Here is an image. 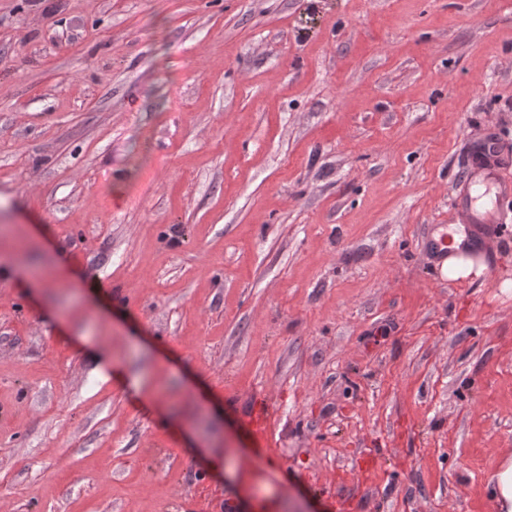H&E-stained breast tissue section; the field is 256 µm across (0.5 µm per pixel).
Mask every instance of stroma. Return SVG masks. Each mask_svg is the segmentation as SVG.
<instances>
[{"label":"stroma","mask_w":512,"mask_h":512,"mask_svg":"<svg viewBox=\"0 0 512 512\" xmlns=\"http://www.w3.org/2000/svg\"><path fill=\"white\" fill-rule=\"evenodd\" d=\"M489 131L512 0H0V512H497ZM511 160L510 150L496 138L486 140L472 154L456 196L465 224L459 249H469L485 234L496 235L503 224L511 222L512 179L502 172ZM448 240L455 242L452 235L442 234L438 239L429 237L426 242V249L430 253H436L441 259L447 258L442 265V273L446 274L448 281L458 282L482 275L485 265L483 259L469 255V252L456 250L448 251Z\"/></svg>","instance_id":"35a3bbf8"}]
</instances>
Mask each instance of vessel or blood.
Wrapping results in <instances>:
<instances>
[{"label":"vessel or blood","instance_id":"vessel-or-blood-1","mask_svg":"<svg viewBox=\"0 0 512 512\" xmlns=\"http://www.w3.org/2000/svg\"><path fill=\"white\" fill-rule=\"evenodd\" d=\"M509 163L512 150L494 138L472 154L456 196L465 224L459 249H469L478 237L496 234L512 222V179L503 174Z\"/></svg>","mask_w":512,"mask_h":512}]
</instances>
